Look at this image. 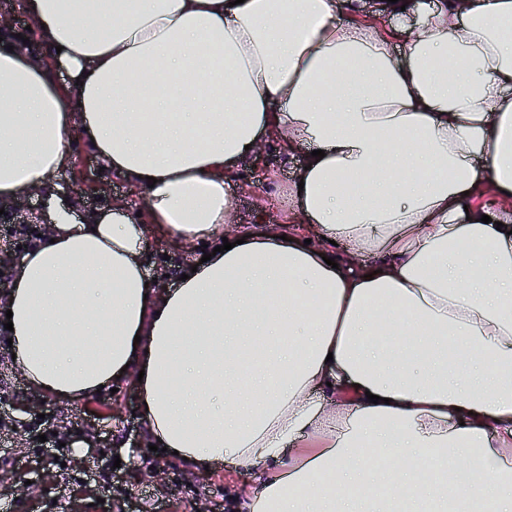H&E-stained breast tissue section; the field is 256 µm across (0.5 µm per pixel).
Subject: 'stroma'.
Returning a JSON list of instances; mask_svg holds the SVG:
<instances>
[{"instance_id":"stroma-1","label":"stroma","mask_w":512,"mask_h":512,"mask_svg":"<svg viewBox=\"0 0 512 512\" xmlns=\"http://www.w3.org/2000/svg\"><path fill=\"white\" fill-rule=\"evenodd\" d=\"M266 146L263 164L247 163L228 179L236 228L264 218L288 221L287 208H271L268 196L292 183L305 155L283 154L275 139ZM69 148L70 163L29 193L19 223L46 229L42 198L49 193L73 207L83 223L115 203L143 210L140 194L103 170L79 133H72ZM149 236L143 269L161 292L175 288L205 253L199 242L178 248L162 232L153 229ZM140 411L141 398L125 381L117 392L105 389L74 402L43 396L28 386L10 347L0 345V417L6 420L0 426V512H240L243 494L256 488V478L228 464L196 474L164 452L150 450ZM36 414L44 415L59 441L40 455L28 428ZM32 454L35 464L17 466V459Z\"/></svg>"}]
</instances>
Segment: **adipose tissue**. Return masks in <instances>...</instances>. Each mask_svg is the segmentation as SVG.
Returning a JSON list of instances; mask_svg holds the SVG:
<instances>
[{"label":"adipose tissue","mask_w":512,"mask_h":512,"mask_svg":"<svg viewBox=\"0 0 512 512\" xmlns=\"http://www.w3.org/2000/svg\"><path fill=\"white\" fill-rule=\"evenodd\" d=\"M102 1L25 0L50 62L0 44V201L78 129L150 217L46 196L0 306L28 385L125 376L152 444L263 477L247 512H429L451 469L454 512H512V0H383L388 31L346 0ZM279 136L311 152L300 224L148 286V224L217 241L226 174Z\"/></svg>","instance_id":"adipose-tissue-1"}]
</instances>
